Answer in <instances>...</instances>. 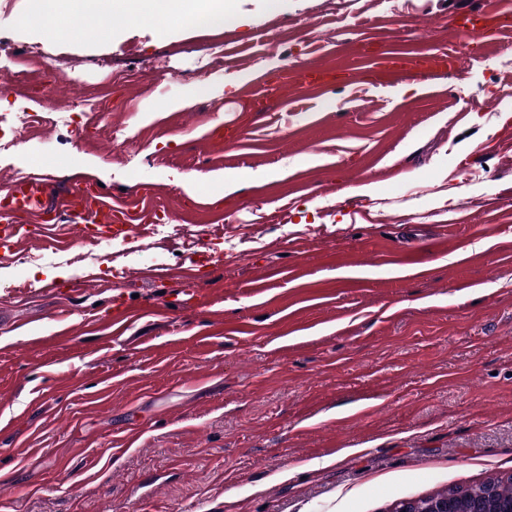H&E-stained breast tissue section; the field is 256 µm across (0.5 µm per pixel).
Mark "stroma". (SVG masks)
Returning <instances> with one entry per match:
<instances>
[{
  "instance_id": "stroma-1",
  "label": "stroma",
  "mask_w": 512,
  "mask_h": 512,
  "mask_svg": "<svg viewBox=\"0 0 512 512\" xmlns=\"http://www.w3.org/2000/svg\"><path fill=\"white\" fill-rule=\"evenodd\" d=\"M499 2L229 0L220 28L50 42L29 0H0V57L42 55L0 73V133L31 84L56 87L0 187L138 186L178 240L72 230L0 263L27 329L0 332V512H390L512 475V27L473 44L446 25ZM414 47L456 71L364 83L359 63ZM315 67L333 76L312 90ZM203 237L201 303L176 308Z\"/></svg>"
}]
</instances>
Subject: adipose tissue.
<instances>
[{
  "mask_svg": "<svg viewBox=\"0 0 512 512\" xmlns=\"http://www.w3.org/2000/svg\"><path fill=\"white\" fill-rule=\"evenodd\" d=\"M31 9L41 19L43 39L56 41L76 34L86 26L111 33L113 22L124 16L138 21L160 17H183L219 27L224 23L222 0H31Z\"/></svg>",
  "mask_w": 512,
  "mask_h": 512,
  "instance_id": "ef3b65f1",
  "label": "adipose tissue"
}]
</instances>
